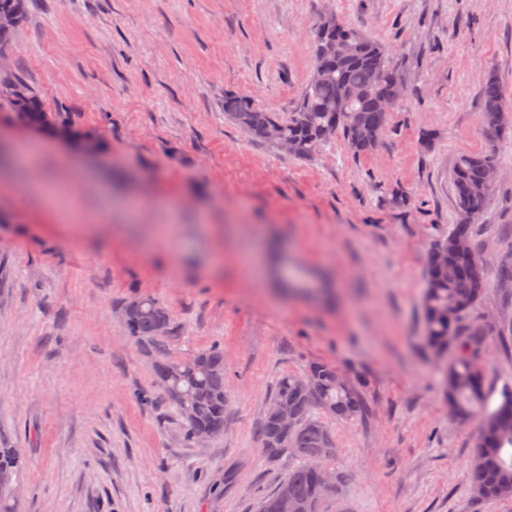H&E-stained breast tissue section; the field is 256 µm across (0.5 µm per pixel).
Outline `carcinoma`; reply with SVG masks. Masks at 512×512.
Masks as SVG:
<instances>
[{
    "label": "carcinoma",
    "mask_w": 512,
    "mask_h": 512,
    "mask_svg": "<svg viewBox=\"0 0 512 512\" xmlns=\"http://www.w3.org/2000/svg\"><path fill=\"white\" fill-rule=\"evenodd\" d=\"M341 52L312 60L324 73L309 79L288 118L255 104L241 94L224 95V114L251 139L272 146L289 143L300 158L312 157L322 146L342 136L357 154L376 148L387 127L388 114L401 100L403 78L389 61L385 47L358 29L339 23L333 33ZM0 82L20 125L48 131L71 128L61 113L47 112L32 88L7 73ZM503 89L491 76L482 88L481 124L490 135L505 125ZM493 153L461 154L452 169L454 203L464 221L430 248L422 315L426 339L437 355L451 354L445 392L451 412L466 419L480 414L476 456L471 464L472 488L486 499L512 497V387H505L494 408L484 388V370L477 359L485 330L464 323L485 286L484 267L472 246V230L487 206L492 186L488 170L496 167ZM124 323L133 338L153 358V368L165 399L187 426L188 436H218L226 426L224 351L213 346L188 359L176 360L168 351L175 323L168 308L152 298L123 306ZM364 405L357 388L326 363L314 362L301 376L286 375L276 384L259 425L265 456L284 455L295 462L274 492L259 502L258 512H280L281 489H288L291 512H320L327 495L319 469L335 453L332 435L321 410L338 420L360 416ZM288 413L289 420L283 419ZM14 448L0 447V512H14L13 479L25 468Z\"/></svg>",
    "instance_id": "obj_1"
}]
</instances>
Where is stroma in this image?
<instances>
[{
  "label": "stroma",
  "instance_id": "1",
  "mask_svg": "<svg viewBox=\"0 0 512 512\" xmlns=\"http://www.w3.org/2000/svg\"><path fill=\"white\" fill-rule=\"evenodd\" d=\"M329 14L404 75L379 145L302 159L251 140L225 94L288 115ZM4 64L96 139L0 104L21 149L0 175V440L28 460L14 512H257L292 466L263 455V410L313 362L364 403L328 422L341 480L321 512H512L472 490L479 420L449 413L421 313L429 250L460 221L454 162L495 153L467 322L487 330V393L512 386V130L481 125L489 73L512 112V0H27ZM141 296L172 312V356L223 348L224 434L189 438L163 400L121 317Z\"/></svg>",
  "mask_w": 512,
  "mask_h": 512
}]
</instances>
